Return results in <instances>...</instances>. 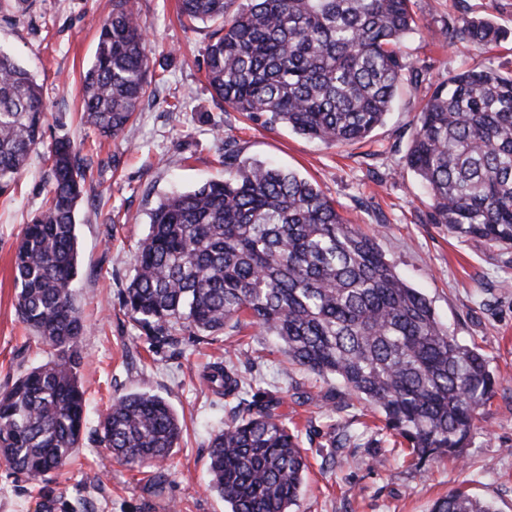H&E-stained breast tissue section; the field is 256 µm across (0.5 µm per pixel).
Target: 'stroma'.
Segmentation results:
<instances>
[{"instance_id": "stroma-1", "label": "stroma", "mask_w": 512, "mask_h": 512, "mask_svg": "<svg viewBox=\"0 0 512 512\" xmlns=\"http://www.w3.org/2000/svg\"><path fill=\"white\" fill-rule=\"evenodd\" d=\"M147 35L154 97L118 138H103L81 120V76L97 46V22L112 0H31L18 11L0 0V50L13 54L42 88L44 143L31 153L12 192L0 195V390L46 359L30 343L16 312L13 261L18 235L50 188L49 143L68 137L90 159L77 235L75 282L86 332L80 344L86 425L75 460L50 474L46 488L14 475L0 461V512H44L52 490L76 512H224L209 486L207 448L229 418L228 401L202 374L232 359L241 398L276 400L275 412L298 434L309 463L294 512H430L462 487L512 512V248L458 239L429 220L427 195L404 168L421 104L435 86L464 69L512 72V38L491 51L441 46L430 34L468 18L487 17L512 31V0H412L422 27L405 56L423 79L404 85L383 125L363 142L328 147L225 110L204 79L211 31L177 15L178 0H137ZM240 159L272 163L318 185L337 211L376 235L385 258L432 302L457 340L480 349L498 383L481 406L464 460L416 463L404 440L384 428L370 406L335 378L289 364L275 339L256 327L177 344H155L123 307L133 255L148 232V214L164 196L224 176L225 143ZM148 392L167 399L183 436L156 490L147 469L116 464L98 443L113 398Z\"/></svg>"}]
</instances>
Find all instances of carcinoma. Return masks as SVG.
Returning <instances> with one entry per match:
<instances>
[{
  "label": "carcinoma",
  "instance_id": "1",
  "mask_svg": "<svg viewBox=\"0 0 512 512\" xmlns=\"http://www.w3.org/2000/svg\"><path fill=\"white\" fill-rule=\"evenodd\" d=\"M190 24L213 28L206 79L224 107L265 117L328 146L361 141L381 126L398 89L421 71L402 53L419 31L411 0H180ZM454 45L486 48L509 32L490 18L449 25ZM149 63L135 0H112L99 21L84 74L86 122L117 138L147 94ZM40 87L0 51V190L42 142ZM52 185L23 225L14 260L21 322L45 361L0 391V459L39 482L82 446L84 391L79 344L85 324L78 275L77 216L86 173L70 139L50 151ZM224 178L161 199L134 258L123 306L156 342L191 329L212 336L241 317L275 336L288 361L343 381L398 431L419 462L460 458L477 410L496 386L485 356L440 324L376 237L347 223L295 172L242 161L224 149ZM404 168L425 184L430 219L457 238L512 246V73L463 70L422 105ZM203 380L224 397L242 380L215 361ZM276 402L241 401L208 448L211 486L227 512H293L308 469ZM100 442L130 468L146 467L162 490L182 426L163 397L129 393L100 421ZM431 512H496L462 488Z\"/></svg>",
  "mask_w": 512,
  "mask_h": 512
}]
</instances>
